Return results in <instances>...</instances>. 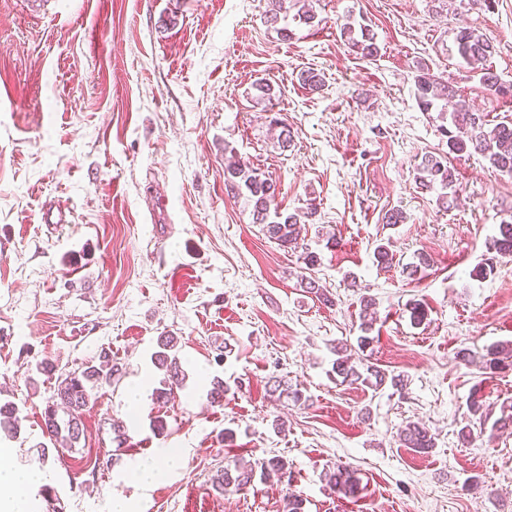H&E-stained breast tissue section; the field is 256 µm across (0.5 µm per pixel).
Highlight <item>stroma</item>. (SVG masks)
<instances>
[{
	"instance_id": "35a3bbf8",
	"label": "stroma",
	"mask_w": 512,
	"mask_h": 512,
	"mask_svg": "<svg viewBox=\"0 0 512 512\" xmlns=\"http://www.w3.org/2000/svg\"><path fill=\"white\" fill-rule=\"evenodd\" d=\"M312 6L313 27L289 15L267 23V0H0V400L22 417L9 443L15 465L43 472L64 512H112L119 498L133 512H282L290 490L305 512H512V432L490 444L459 436L474 387L493 409L512 404V367H479L488 348L512 344V261L472 277L487 240L512 223V174L449 154L411 77L427 63L491 120L512 119V96L489 98L450 35L458 23L486 33L494 71L512 84V0L489 10L469 0L450 11L433 0ZM348 23L374 32L375 59L348 51ZM310 68L324 73L321 90L302 84ZM260 79L273 99L257 98ZM276 117L288 120L290 147L276 140ZM229 153L276 183L281 212L315 200L297 249L279 248L246 197L227 195ZM428 155L449 158L455 200L419 185ZM54 206L66 223H44ZM392 209L404 223L386 224ZM385 240L389 269L373 258ZM305 251L319 257L313 270ZM422 255L423 276L410 278L406 266ZM308 274L332 303L306 292ZM365 296L376 320L364 357L401 375L404 389L329 376L334 345L360 334ZM413 299L430 308L418 325ZM166 332L180 340L189 379L162 404L151 355ZM104 348L119 372L95 389L84 439L41 454L57 375ZM44 359L55 373L37 371ZM217 376L236 389L213 406ZM275 377L304 403L270 398ZM157 418L167 423L160 435ZM410 420L434 436L429 453L397 443ZM227 428L230 445L218 440ZM165 448L176 464L152 486L133 485L128 467L162 462ZM273 456L288 459L291 480L213 490L228 462ZM337 464L356 473L358 496L326 487Z\"/></svg>"
}]
</instances>
